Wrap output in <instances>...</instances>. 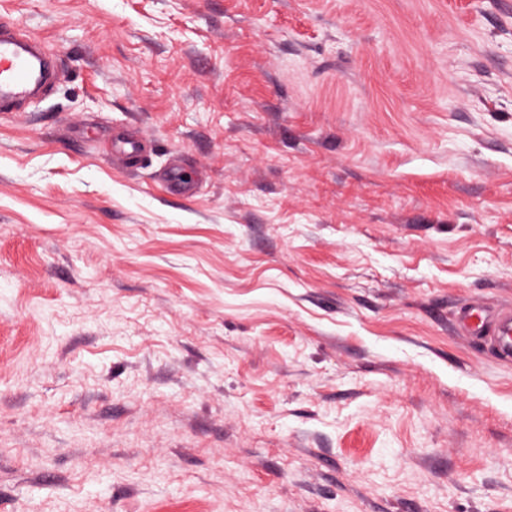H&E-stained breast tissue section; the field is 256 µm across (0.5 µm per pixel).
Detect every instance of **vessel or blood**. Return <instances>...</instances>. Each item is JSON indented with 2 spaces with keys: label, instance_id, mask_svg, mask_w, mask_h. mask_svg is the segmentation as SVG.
<instances>
[{
  "label": "vessel or blood",
  "instance_id": "vessel-or-blood-1",
  "mask_svg": "<svg viewBox=\"0 0 512 512\" xmlns=\"http://www.w3.org/2000/svg\"><path fill=\"white\" fill-rule=\"evenodd\" d=\"M53 76L38 43L22 33L10 16L0 15V114L19 111L22 102ZM463 336L490 347L501 359L512 358V311L488 315L473 302L462 307L454 322Z\"/></svg>",
  "mask_w": 512,
  "mask_h": 512
}]
</instances>
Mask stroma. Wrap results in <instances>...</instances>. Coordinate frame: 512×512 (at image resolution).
<instances>
[{"mask_svg":"<svg viewBox=\"0 0 512 512\" xmlns=\"http://www.w3.org/2000/svg\"><path fill=\"white\" fill-rule=\"evenodd\" d=\"M1 13L0 512H512V0ZM53 77L38 43L22 33L13 19L0 15V112H20V105ZM146 140L121 137L114 143L113 157L115 160L125 164L129 157L139 156L145 149ZM455 329L471 340L490 347L501 359L512 357V312L501 309L489 316L485 307L473 302L462 307L454 322Z\"/></svg>","mask_w":512,"mask_h":512,"instance_id":"obj_1","label":"stroma"}]
</instances>
